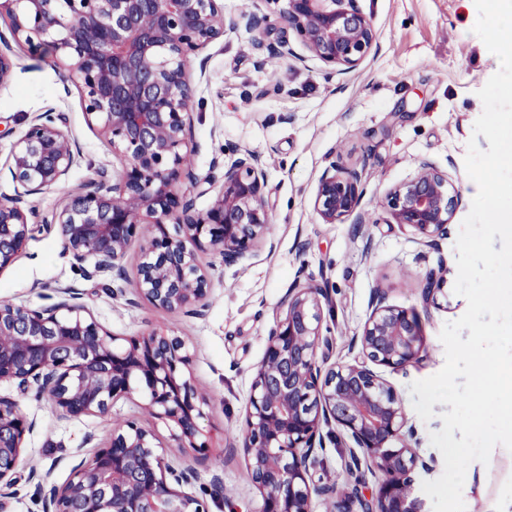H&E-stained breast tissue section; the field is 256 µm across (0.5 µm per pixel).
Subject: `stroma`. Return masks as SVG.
<instances>
[{
    "instance_id": "stroma-1",
    "label": "stroma",
    "mask_w": 512,
    "mask_h": 512,
    "mask_svg": "<svg viewBox=\"0 0 512 512\" xmlns=\"http://www.w3.org/2000/svg\"><path fill=\"white\" fill-rule=\"evenodd\" d=\"M356 5L371 19L377 47L347 74H329L311 56L301 61L280 56L282 43L297 52L302 46L292 30L279 26L264 35L261 48L230 33L193 59L191 166L212 182L210 193L196 196V207L210 206L223 185L225 165L238 150L249 149L265 163L274 242L242 266L225 265L219 252H202L200 261L211 280L199 316L166 312L130 291L113 295L111 276L91 279L75 266L52 216L72 192L119 168L120 161L88 126L77 88L51 56L12 43V74L0 88V163H6L30 121L47 111L77 143L80 158L64 182L27 197L35 209L31 231L17 260L0 271V302L48 307L68 292L114 335L131 338L165 327L182 336L192 374L209 397L201 427L211 448L202 455L177 447L173 423L150 415L139 394L117 401L105 415L68 417L36 391L22 393L5 384L0 396L16 400L35 423L8 512H45L50 485L63 483L75 465L129 420L156 433L169 461L193 470L190 490L209 512H261L262 497L251 484L240 448L245 409L275 315L295 279L305 276L325 285L333 303L326 317L332 347L322 368L353 360L352 340L371 312L376 291L385 292L388 304L418 314L420 359L378 372L394 387L418 430L415 451L428 467L414 471V495L423 512H433L421 485L444 471L430 434L442 429L440 415L447 407L434 405V417L422 420L410 385L442 369L439 334L463 315L467 302L451 293L423 303L421 281L442 266L448 280L457 277L455 243L477 193L465 170L467 145L481 114L478 92L498 67L472 31L478 17L474 0H356ZM477 141L488 149L486 138ZM334 161L362 174L361 221L323 224L313 210L317 182ZM423 161L447 171L460 195L447 236L430 246L389 223L383 207L388 190ZM322 440L310 460L312 481L344 487L345 454L352 441L333 425L323 428ZM32 469L46 475L45 484L28 481ZM462 497L466 512H512V452L498 445L488 462H472Z\"/></svg>"
}]
</instances>
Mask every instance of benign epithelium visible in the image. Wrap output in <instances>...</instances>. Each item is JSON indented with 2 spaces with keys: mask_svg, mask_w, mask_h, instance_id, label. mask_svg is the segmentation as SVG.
<instances>
[{
  "mask_svg": "<svg viewBox=\"0 0 512 512\" xmlns=\"http://www.w3.org/2000/svg\"><path fill=\"white\" fill-rule=\"evenodd\" d=\"M304 48L337 74L359 67L377 34L354 0H265ZM17 42L51 54L79 89L89 125L112 146L121 167L69 195L52 221L62 227L76 264L93 261L91 274L122 278L120 261L133 239L144 250L132 288L170 312L207 306L209 279L198 252L209 247L224 264L249 259L268 240L272 218L264 198L266 171L259 155L241 150L224 167V184L211 205L198 210L182 180L204 194L187 163L192 59L226 33L224 0H0ZM269 16L250 15L243 39L259 45ZM75 142L46 112L13 145L8 172L22 192L0 201V270L17 258L30 232L31 209L20 197L62 182L77 163ZM361 175L331 163L318 180L313 209L324 224L352 216L360 206ZM459 194L448 172L430 162L385 196L389 222L407 228L423 245L448 233ZM447 269L429 271L423 301L444 290ZM313 279L288 289L257 366L246 408L242 448L262 512H311L312 494L332 499L331 512H422L412 496L419 461L393 388L365 362L322 370L317 350L330 349L322 299ZM359 352L376 365L403 368L419 359L421 325L413 310L379 297L357 338ZM184 341L164 331L117 342L84 308L64 299L45 308L0 303V384L34 385L70 416L108 413L113 404L143 391L152 414L175 425L177 447L203 450L200 422L207 395L189 371ZM335 424L385 475L371 499L351 488L311 485L309 460L321 430ZM32 423L16 401L0 397V512L20 477ZM191 474L168 462L152 431L129 421L70 478L50 490L51 512H208L188 491Z\"/></svg>",
  "mask_w": 512,
  "mask_h": 512,
  "instance_id": "7a95c632",
  "label": "benign epithelium"
}]
</instances>
